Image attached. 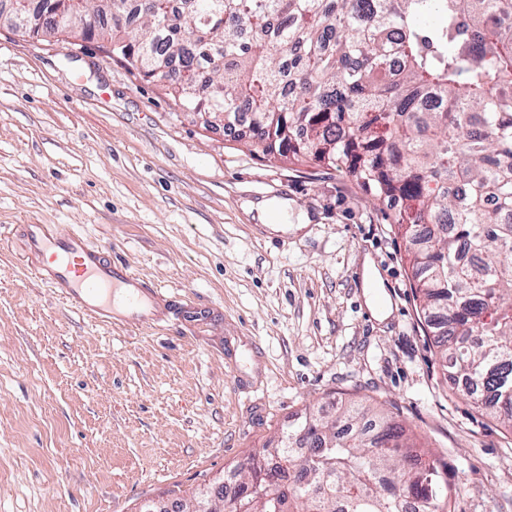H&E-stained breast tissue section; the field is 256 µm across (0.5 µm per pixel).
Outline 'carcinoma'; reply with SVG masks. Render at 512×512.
Returning <instances> with one entry per match:
<instances>
[{
    "instance_id": "1",
    "label": "carcinoma",
    "mask_w": 512,
    "mask_h": 512,
    "mask_svg": "<svg viewBox=\"0 0 512 512\" xmlns=\"http://www.w3.org/2000/svg\"><path fill=\"white\" fill-rule=\"evenodd\" d=\"M59 33L387 200L441 358L512 429V0H69ZM284 438L235 469L232 512H452L446 465L380 410H309Z\"/></svg>"
}]
</instances>
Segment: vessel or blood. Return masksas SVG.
Here are the masks:
<instances>
[{
	"label": "vessel or blood",
	"instance_id": "obj_1",
	"mask_svg": "<svg viewBox=\"0 0 512 512\" xmlns=\"http://www.w3.org/2000/svg\"><path fill=\"white\" fill-rule=\"evenodd\" d=\"M20 236L40 281L95 320L147 324L175 309L161 289L80 233L24 224Z\"/></svg>",
	"mask_w": 512,
	"mask_h": 512
}]
</instances>
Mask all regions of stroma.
Segmentation results:
<instances>
[{
	"instance_id": "stroma-1",
	"label": "stroma",
	"mask_w": 512,
	"mask_h": 512,
	"mask_svg": "<svg viewBox=\"0 0 512 512\" xmlns=\"http://www.w3.org/2000/svg\"><path fill=\"white\" fill-rule=\"evenodd\" d=\"M272 197L306 227L262 224ZM393 217L344 170L251 155L97 42L0 14V512H170L337 400L426 443L455 512H512V431L440 359ZM16 224L79 232L202 314L105 326L35 276Z\"/></svg>"
}]
</instances>
